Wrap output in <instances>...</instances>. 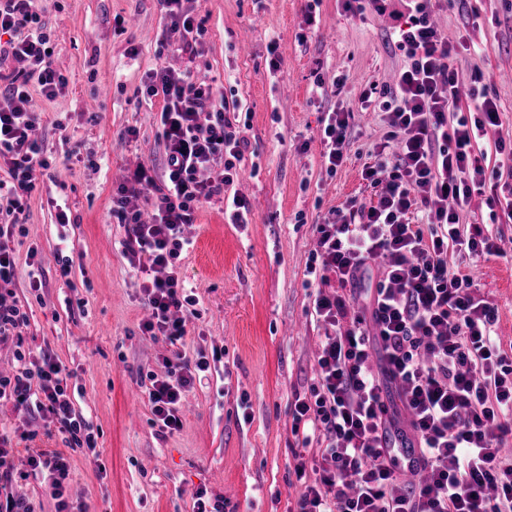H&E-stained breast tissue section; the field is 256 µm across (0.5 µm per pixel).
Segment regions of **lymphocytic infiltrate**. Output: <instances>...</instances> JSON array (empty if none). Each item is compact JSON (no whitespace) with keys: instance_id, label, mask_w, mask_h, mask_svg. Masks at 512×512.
<instances>
[{"instance_id":"f902f5d3","label":"lymphocytic infiltrate","mask_w":512,"mask_h":512,"mask_svg":"<svg viewBox=\"0 0 512 512\" xmlns=\"http://www.w3.org/2000/svg\"><path fill=\"white\" fill-rule=\"evenodd\" d=\"M38 0H0V65L22 62L19 72H0V341L18 339L28 315L6 303L16 275L10 246L27 201L37 189L34 172L47 168L36 135L38 97L53 98L64 79L51 66L50 36ZM397 45L409 60L377 106L388 115L389 140L364 177L381 191L367 208L348 202L317 225L318 246L308 275L359 285L373 263L381 279L369 316L351 315L343 292H317L313 311L325 334L317 356V380L296 397L292 432L303 444H317L321 461L298 464L303 481L295 512H512V354L494 332L495 309L472 296L471 276L453 270L449 252L462 256H503L491 237L465 233L460 215L473 192L486 182L476 145L499 127L496 102L480 89L473 73L470 98L477 118L449 113L459 109L464 79L453 67L458 46L432 19V0H401ZM170 24L168 45L195 56L205 29L190 0H159ZM146 100L161 98L159 127L165 150L162 177L138 168L112 195V212L128 226L125 246L148 257L141 266L150 316L141 329L169 342L182 339L179 313L185 288L176 262L192 242L184 234L199 204L224 197L232 223L248 221L250 204L225 196L238 176L248 141L215 103L211 84L192 69L159 67L142 79ZM349 115L332 112L322 129L329 172L348 159ZM224 166L214 170L216 157ZM143 194L150 217L127 208L130 190ZM422 213L423 223L411 221ZM165 277H156V270ZM163 376H151L148 398L161 433L182 427L180 403L210 363L176 351ZM395 384L408 427L386 402ZM50 416L65 451L39 450L28 458L31 475L53 478L57 512H71L64 495L70 475L67 449L96 450L92 424L77 415L68 393V375L49 354L30 360L18 354L13 375L0 376V400ZM426 478L403 480L408 460Z\"/></svg>"}]
</instances>
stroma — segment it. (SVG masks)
<instances>
[{
  "label": "stroma",
  "instance_id": "obj_1",
  "mask_svg": "<svg viewBox=\"0 0 512 512\" xmlns=\"http://www.w3.org/2000/svg\"><path fill=\"white\" fill-rule=\"evenodd\" d=\"M53 68L65 86L42 102L38 136L50 163L17 238L11 299L29 323L21 345L0 343V373L11 374L16 350L49 351L71 373L76 412L97 433V451L70 455L65 496L75 512H192L206 490L226 512H293L301 484L295 467L319 455L293 433L296 393L317 376L324 330L305 285L314 228L348 200L376 204L363 179L389 131L386 113L364 107L370 89L392 87L408 63L389 41L391 13L355 14L346 0H198L206 34L195 62L169 54L157 0H42ZM434 20L449 41L468 35L484 45L455 66L479 72L499 107L494 139L481 143L488 168H500L485 194L472 195L464 221L484 235L512 241V219L490 220L487 199L512 200V169L496 140L512 144V0H446ZM192 65L221 92L227 118L249 141L237 185L251 205L248 223L233 224L215 198L196 212L192 246L178 263L192 312L186 334L169 342L144 334L147 316L141 255L124 246L126 227L112 215L117 184L139 166L161 167V100L138 103L142 76ZM323 75L325 94L313 91ZM350 115L347 162L329 173L322 122ZM135 137H127V130ZM67 223H60L59 213ZM70 260L61 272L54 254ZM43 261L32 290L31 258ZM476 293L497 311L495 332L512 346V258L449 254ZM220 353L208 380L181 409L182 427L161 433L145 394L173 350ZM0 433L27 468L31 449H63L50 418L0 402Z\"/></svg>",
  "mask_w": 512,
  "mask_h": 512
}]
</instances>
